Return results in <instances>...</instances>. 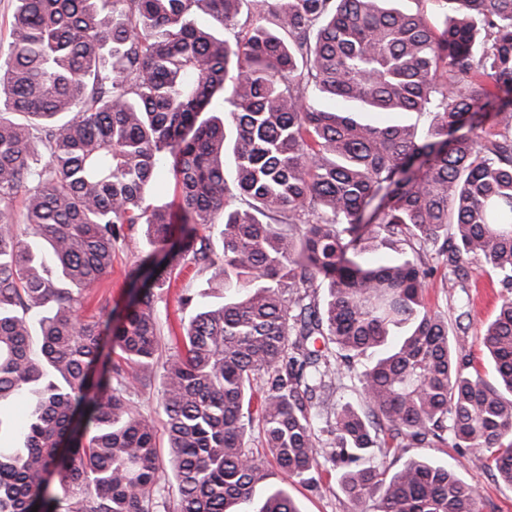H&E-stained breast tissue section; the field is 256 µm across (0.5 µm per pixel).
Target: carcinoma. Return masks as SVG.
Instances as JSON below:
<instances>
[{
  "instance_id": "carcinoma-1",
  "label": "carcinoma",
  "mask_w": 512,
  "mask_h": 512,
  "mask_svg": "<svg viewBox=\"0 0 512 512\" xmlns=\"http://www.w3.org/2000/svg\"><path fill=\"white\" fill-rule=\"evenodd\" d=\"M397 2L17 0L0 100L25 120L0 117V220L20 203L24 229L0 224V437L22 445H0V512H169L131 382L154 371L156 302L189 265L234 293L163 365L174 512H300L274 469L310 485L327 464L353 512H484L447 467L374 462L450 440L512 485V0ZM220 90L231 128L202 117ZM165 153L175 215L147 204ZM139 224L155 247L128 272L143 288L118 324L106 305L84 319ZM432 248L457 280L475 263L499 288L491 380L429 306ZM106 339L120 360L98 374ZM343 377L361 405L321 412ZM254 422L273 469L246 450Z\"/></svg>"
}]
</instances>
